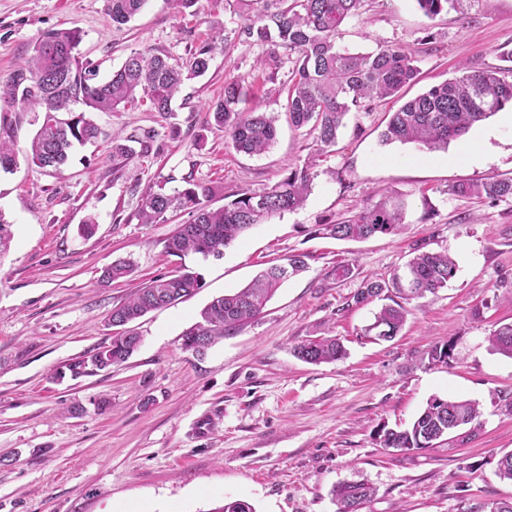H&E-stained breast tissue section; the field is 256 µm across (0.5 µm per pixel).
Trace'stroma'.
Instances as JSON below:
<instances>
[{
	"label": "stroma",
	"mask_w": 512,
	"mask_h": 512,
	"mask_svg": "<svg viewBox=\"0 0 512 512\" xmlns=\"http://www.w3.org/2000/svg\"><path fill=\"white\" fill-rule=\"evenodd\" d=\"M108 0H0V81L7 79L50 30L77 27L80 52L107 78L135 52L186 57L215 33L206 75L187 83L171 114L148 102L93 119L105 133L154 130L148 156L112 155L100 141L76 147L62 172L19 162L0 173V212L11 224L0 254V512H211L243 500L255 512H338L332 491L363 482L374 494L361 512H490L512 501V481L496 473L512 452V358L493 352L487 336L512 321V198L492 202L449 194L448 186L488 175L512 176V121L500 111L474 125L447 149L381 144L386 113L396 100L351 111L332 151L318 154L306 129L280 122L277 139L259 156L236 152L211 106L224 79H240L266 110L280 111L276 75L261 65L268 45L242 43L238 32L258 0H147L141 13L115 26ZM354 52L383 45L414 52L420 70L411 98L476 62L512 76V0L491 11H448L428 19L416 0H365L337 40ZM40 113L0 98V137L25 148ZM312 162L305 206L254 226L222 256L165 252L177 225L143 224L135 213L143 188L210 187L203 206L216 209L242 190L259 191L290 167ZM388 194L407 204L394 235L337 241L317 234ZM95 231H79L86 220ZM450 254L456 276L436 293L410 301L393 340L374 342L362 329L380 304L353 305L370 278L402 272L414 249ZM301 253L307 268L288 279L255 322L205 353L183 335L213 298L246 286L269 262ZM118 259L130 276L112 284L103 270ZM348 266L349 275L336 269ZM204 286L173 306L131 324L141 336L127 363L77 380L54 371L110 342L113 306L152 278L182 269ZM320 331L342 337L346 358L320 365L297 359L293 347ZM452 341L451 365H429L426 353ZM433 396L472 399L482 416L472 438L407 453L381 448V427L409 424ZM109 402L99 410L100 399ZM216 426L198 435L204 414Z\"/></svg>",
	"instance_id": "35a3bbf8"
}]
</instances>
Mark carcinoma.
Segmentation results:
<instances>
[{
	"mask_svg": "<svg viewBox=\"0 0 512 512\" xmlns=\"http://www.w3.org/2000/svg\"><path fill=\"white\" fill-rule=\"evenodd\" d=\"M465 1L480 2L416 0L430 19L450 9L463 8ZM109 2L112 22L120 25L139 14L146 4V0ZM262 2V9L246 19L239 30L240 41H273L268 60L264 61L272 75L284 62L292 63L285 112L295 128L310 127L321 152L336 144L338 131L351 110L366 109L376 100L400 98L402 89L419 74L415 56L402 47L387 45L371 52L354 53L337 46L341 26L359 15L363 0ZM81 40V30L76 27L48 31L33 46L24 64L0 84V93L42 112L39 129L24 153L26 161L41 169L61 171L75 145L94 143L103 135L88 117L90 113L116 112L141 97L147 98L154 112H172L182 87L208 70L218 37L189 50L186 59L166 52L136 53L101 81L97 80L96 68L79 56ZM459 72L460 75L432 86L390 113L382 142L413 143L429 151L445 150L450 141L460 138L474 125L512 107V82L501 77L499 71L466 62ZM74 105L83 106V111H70ZM211 112L215 122L224 126L230 145L237 152L260 155L276 139L278 116L261 111L260 103L249 99L238 79L224 80V96L211 106ZM152 141L149 131L126 137L114 133L112 156L128 155L132 142L140 144L141 152L147 155ZM17 158L14 141L0 138V171L12 172ZM313 179L310 165H297L273 185L260 192L243 190L217 209L200 206V197L208 196L210 188L195 182L173 195L149 185L142 192L137 217L142 224H158L174 208H191L196 211L195 218L188 224L177 225L168 238L166 253L175 257L188 252L218 257L252 227L302 208ZM448 193L497 201L512 197V177L490 175L451 185ZM404 219L405 202L385 195L346 217L318 225L317 232L336 240H361L393 234ZM305 268L304 256L290 255L286 264L266 268L239 291L214 298L201 311V321L184 333V347L208 349L217 340L256 320L281 284ZM130 273L129 263L115 261L104 271L103 281H117ZM456 273V262L447 253L421 252L408 260L404 273H396L388 280L366 281L353 301L369 303L392 290L407 301L421 298L446 287ZM201 288L202 277L192 271L155 277L114 306L109 321L114 327L125 326ZM407 314L408 310L399 303L384 305L363 335L392 339L401 331ZM488 341L493 351L512 358V322L497 326ZM138 347L136 336L116 332L110 343L57 370L54 379L68 376L76 380L109 370L127 362ZM454 350L451 341L436 343L428 351V363L448 365L454 359ZM293 351L309 364L332 362L346 355L341 339L316 334L296 344ZM479 417L475 401L433 396L408 427L381 429L380 444L385 449L407 452L432 448L442 438L465 440L472 435V428L479 425ZM334 495L338 512H361L372 489L365 483H343L336 487Z\"/></svg>",
	"mask_w": 512,
	"mask_h": 512,
	"instance_id": "1",
	"label": "carcinoma"
}]
</instances>
